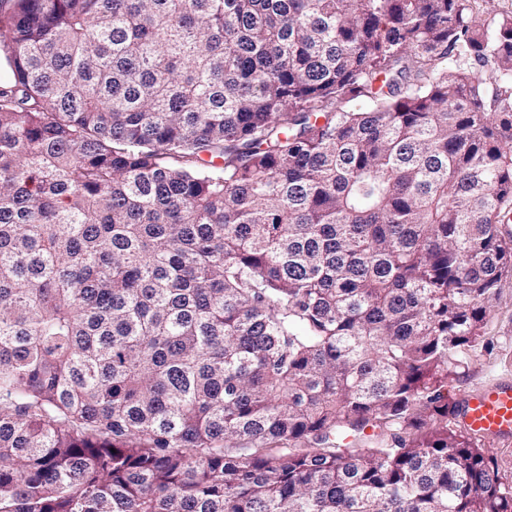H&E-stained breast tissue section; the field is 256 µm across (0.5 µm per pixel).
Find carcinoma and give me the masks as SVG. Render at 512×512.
<instances>
[{"mask_svg":"<svg viewBox=\"0 0 512 512\" xmlns=\"http://www.w3.org/2000/svg\"><path fill=\"white\" fill-rule=\"evenodd\" d=\"M0 512H512L448 428L512 278V18L0 0Z\"/></svg>","mask_w":512,"mask_h":512,"instance_id":"obj_1","label":"carcinoma"}]
</instances>
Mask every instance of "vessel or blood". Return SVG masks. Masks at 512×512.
I'll return each mask as SVG.
<instances>
[{"label":"vessel or blood","instance_id":"1","mask_svg":"<svg viewBox=\"0 0 512 512\" xmlns=\"http://www.w3.org/2000/svg\"><path fill=\"white\" fill-rule=\"evenodd\" d=\"M462 418L478 437H512V382L493 381L462 403Z\"/></svg>","mask_w":512,"mask_h":512}]
</instances>
